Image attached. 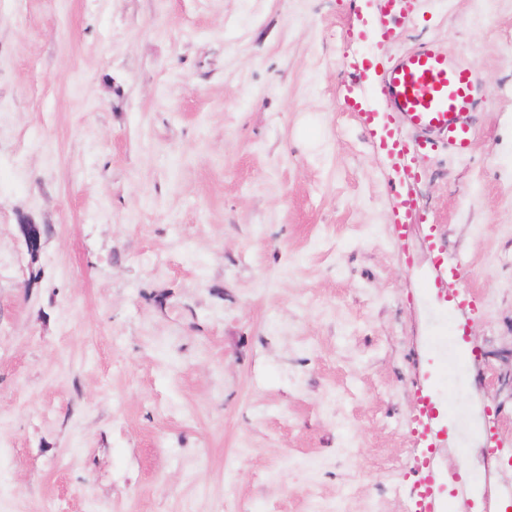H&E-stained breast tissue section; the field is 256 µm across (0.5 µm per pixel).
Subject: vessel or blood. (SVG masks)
<instances>
[{"label":"vessel or blood","instance_id":"b4317fda","mask_svg":"<svg viewBox=\"0 0 512 512\" xmlns=\"http://www.w3.org/2000/svg\"><path fill=\"white\" fill-rule=\"evenodd\" d=\"M413 10V0H386L380 22L383 34L393 35ZM378 92L387 101L386 111L363 113L362 121L389 155L401 159L408 153L406 145L392 133V118L396 115L418 132L420 150L431 151L444 144L456 156L468 154L470 116L484 100L481 83L471 67L426 43L386 69ZM440 479L435 466L423 468L418 479L422 499L417 512H445L434 492Z\"/></svg>","mask_w":512,"mask_h":512}]
</instances>
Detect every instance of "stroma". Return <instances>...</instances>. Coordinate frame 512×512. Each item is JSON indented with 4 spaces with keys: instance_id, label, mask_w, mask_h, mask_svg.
<instances>
[{
    "instance_id": "stroma-1",
    "label": "stroma",
    "mask_w": 512,
    "mask_h": 512,
    "mask_svg": "<svg viewBox=\"0 0 512 512\" xmlns=\"http://www.w3.org/2000/svg\"><path fill=\"white\" fill-rule=\"evenodd\" d=\"M383 11L0 0V512H413L424 395L512 512V0ZM424 42L488 104L396 162L346 103ZM386 12L380 22L382 34L393 36L399 23L413 13V0H384Z\"/></svg>"
}]
</instances>
